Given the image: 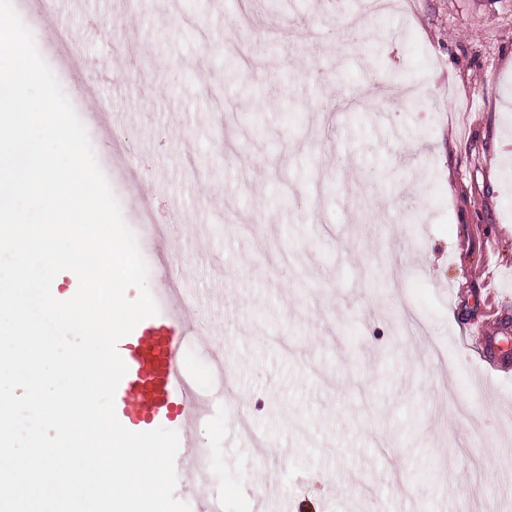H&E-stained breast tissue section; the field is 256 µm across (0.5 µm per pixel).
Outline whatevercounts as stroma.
<instances>
[{
  "label": "stroma",
  "mask_w": 512,
  "mask_h": 512,
  "mask_svg": "<svg viewBox=\"0 0 512 512\" xmlns=\"http://www.w3.org/2000/svg\"><path fill=\"white\" fill-rule=\"evenodd\" d=\"M384 18L243 0L233 40L217 0H73L100 41L73 61L52 16L34 34L126 224L167 242L139 243L150 292L223 333L231 380L197 342L177 360L219 398L196 436L224 512L267 488L291 512L512 501V0Z\"/></svg>",
  "instance_id": "obj_1"
}]
</instances>
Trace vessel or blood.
<instances>
[{
  "label": "vessel or blood",
  "mask_w": 512,
  "mask_h": 512,
  "mask_svg": "<svg viewBox=\"0 0 512 512\" xmlns=\"http://www.w3.org/2000/svg\"><path fill=\"white\" fill-rule=\"evenodd\" d=\"M155 301L158 314L141 321L118 343L127 373L115 394V413L120 423L133 432L175 423L180 432L175 469L180 474L193 473L190 490L197 500V512H224L223 498L204 490L207 473L200 461L206 450L192 435L206 413V406L194 396L176 360L186 335L210 342L214 331L212 327L199 324L185 326L180 290H164L156 294Z\"/></svg>",
  "instance_id": "obj_1"
}]
</instances>
